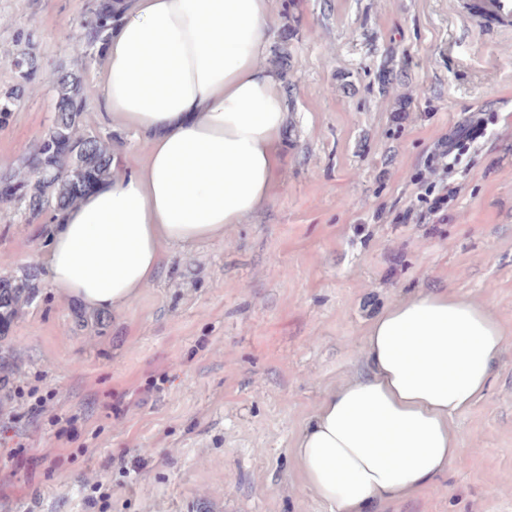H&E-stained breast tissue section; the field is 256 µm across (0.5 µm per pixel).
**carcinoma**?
<instances>
[{
  "instance_id": "1",
  "label": "carcinoma",
  "mask_w": 512,
  "mask_h": 512,
  "mask_svg": "<svg viewBox=\"0 0 512 512\" xmlns=\"http://www.w3.org/2000/svg\"><path fill=\"white\" fill-rule=\"evenodd\" d=\"M127 0H99L96 10L85 12V27L71 38L73 49L85 60L99 58L112 27ZM22 48L9 60L16 82L0 94V121L25 99L30 85L44 74L35 52V32L17 31ZM48 84L53 90L54 124L35 150L18 167L0 168V175L17 184L11 194H0V209L14 212L27 224L53 223L98 182L112 176V142L81 132L86 110L84 72L59 68ZM39 272L31 268L18 278L0 277V339L5 337L22 308L36 293Z\"/></svg>"
}]
</instances>
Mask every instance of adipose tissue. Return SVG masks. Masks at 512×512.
Here are the masks:
<instances>
[{"label":"adipose tissue","instance_id":"1","mask_svg":"<svg viewBox=\"0 0 512 512\" xmlns=\"http://www.w3.org/2000/svg\"><path fill=\"white\" fill-rule=\"evenodd\" d=\"M272 0H129L96 75L103 117L140 134L142 165L112 176L49 230L36 261L59 294L122 311L167 247L226 241L269 198L288 118L262 63ZM512 331L445 291L393 303L369 324L365 375L328 391L297 437L301 481L329 512L414 496L462 454L451 428L487 392Z\"/></svg>","mask_w":512,"mask_h":512}]
</instances>
